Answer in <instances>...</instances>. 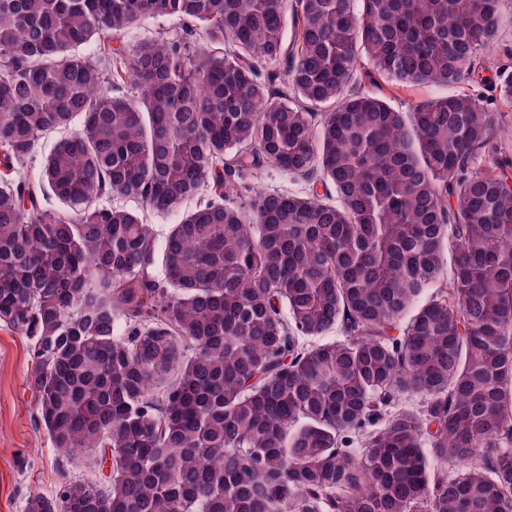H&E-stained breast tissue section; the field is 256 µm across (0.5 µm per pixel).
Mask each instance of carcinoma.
Masks as SVG:
<instances>
[{
	"instance_id": "cac0c4a2",
	"label": "carcinoma",
	"mask_w": 512,
	"mask_h": 512,
	"mask_svg": "<svg viewBox=\"0 0 512 512\" xmlns=\"http://www.w3.org/2000/svg\"><path fill=\"white\" fill-rule=\"evenodd\" d=\"M504 2L0 0V322L53 447L111 458L25 512H512ZM178 30V22L168 20H146L137 28L132 29L123 38L126 49H130L145 37L156 35V32L175 33ZM489 57L495 66L505 63L512 66V21L503 25L498 41L490 49ZM452 89H449L444 86H417L409 88L408 90L401 91L396 96L395 105L403 106L404 109H408L410 106L414 105L416 102L428 98H437L448 95V93L452 92ZM263 186L292 195H304L308 187L307 179L301 176L290 177L277 169L267 170ZM197 204V199H191L184 202L177 210L168 214H155L151 217L150 224H155V229L159 234L160 240L167 236L172 224H177L182 215L193 210Z\"/></svg>"
}]
</instances>
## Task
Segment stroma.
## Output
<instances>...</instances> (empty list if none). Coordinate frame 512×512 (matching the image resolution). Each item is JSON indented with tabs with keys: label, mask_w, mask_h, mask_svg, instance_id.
I'll return each instance as SVG.
<instances>
[{
	"label": "stroma",
	"mask_w": 512,
	"mask_h": 512,
	"mask_svg": "<svg viewBox=\"0 0 512 512\" xmlns=\"http://www.w3.org/2000/svg\"><path fill=\"white\" fill-rule=\"evenodd\" d=\"M34 364L24 336L0 323V512H24L30 494L52 495L69 480L101 478L93 458L62 463L27 387Z\"/></svg>",
	"instance_id": "obj_1"
}]
</instances>
